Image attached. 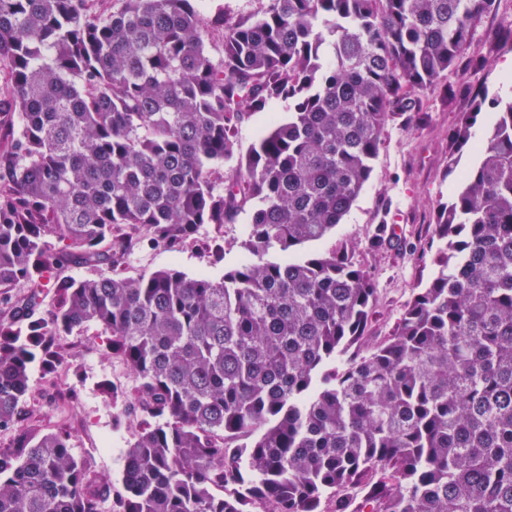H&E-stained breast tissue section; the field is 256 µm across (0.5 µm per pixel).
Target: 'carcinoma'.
<instances>
[{"label": "carcinoma", "mask_w": 512, "mask_h": 512, "mask_svg": "<svg viewBox=\"0 0 512 512\" xmlns=\"http://www.w3.org/2000/svg\"><path fill=\"white\" fill-rule=\"evenodd\" d=\"M497 2L0 0V289H28L0 293V429L27 415L31 366L56 370V338L89 324L140 416L116 495L67 434L15 436L0 512H512V99L491 101L437 210L438 273L368 354L371 275L347 246L308 250ZM277 100L287 115L236 157L239 126ZM246 211L220 279L117 273L138 245ZM258 7V0H202L207 15L224 11L232 15H248Z\"/></svg>", "instance_id": "cac0c4a2"}]
</instances>
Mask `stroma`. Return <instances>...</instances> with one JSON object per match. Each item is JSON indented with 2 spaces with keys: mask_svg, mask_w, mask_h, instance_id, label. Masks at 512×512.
<instances>
[{
  "mask_svg": "<svg viewBox=\"0 0 512 512\" xmlns=\"http://www.w3.org/2000/svg\"><path fill=\"white\" fill-rule=\"evenodd\" d=\"M472 50L481 57L480 66L461 63L422 95L419 108L387 123L369 181L335 233L314 245L318 252L349 246L373 276L376 303L358 343L362 350L391 335L413 294L438 271L431 245L435 213L457 186L456 175L448 171V132L474 96L512 97L505 77L512 67V0H500L496 11L477 21ZM248 222L244 213L232 224L201 225L176 251L160 246L135 250L120 273L137 279L175 268L191 277H222L241 258ZM382 223L398 226L401 246L371 247ZM58 345L64 361L54 373H44L37 365L31 370L25 399L29 415L19 428L40 435L68 434L75 455L96 478L120 490L122 450L139 430L137 419L127 411L135 378L108 352L97 326L59 337Z\"/></svg>",
  "mask_w": 512,
  "mask_h": 512,
  "instance_id": "stroma-1",
  "label": "stroma"
}]
</instances>
